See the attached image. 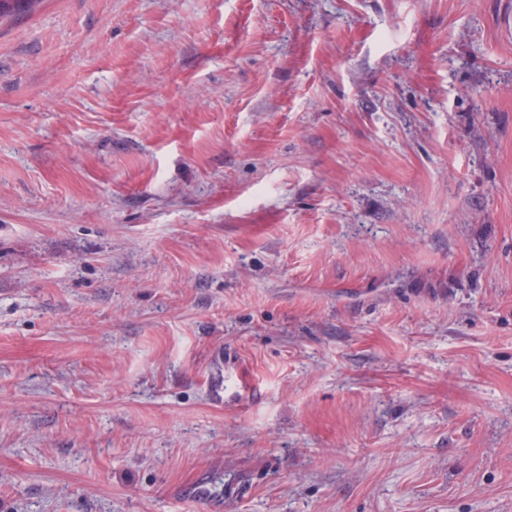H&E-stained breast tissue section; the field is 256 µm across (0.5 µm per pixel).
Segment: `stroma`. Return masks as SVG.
I'll return each mask as SVG.
<instances>
[{"instance_id": "obj_1", "label": "stroma", "mask_w": 512, "mask_h": 512, "mask_svg": "<svg viewBox=\"0 0 512 512\" xmlns=\"http://www.w3.org/2000/svg\"><path fill=\"white\" fill-rule=\"evenodd\" d=\"M512 0H38L0 23V512H512Z\"/></svg>"}]
</instances>
